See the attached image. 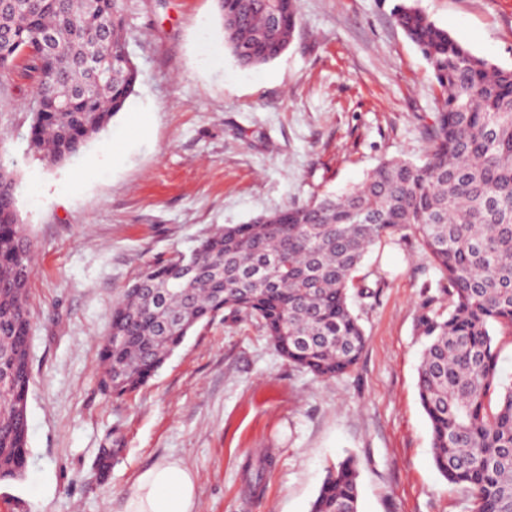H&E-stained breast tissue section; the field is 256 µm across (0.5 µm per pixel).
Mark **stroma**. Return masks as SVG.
I'll use <instances>...</instances> for the list:
<instances>
[{"mask_svg":"<svg viewBox=\"0 0 512 512\" xmlns=\"http://www.w3.org/2000/svg\"><path fill=\"white\" fill-rule=\"evenodd\" d=\"M400 0H299L276 60L240 68L216 0H125L139 76L125 109L72 161L28 146L32 87H0V165L33 244L29 455L0 512H124L137 475L180 459L200 512H310L328 467L358 463L359 512H471L435 467L417 390L418 317L442 297L410 240L375 246L353 295L367 344L324 381L231 314L197 325L138 392L100 385L113 304L156 260L217 227L360 185L382 160H420L436 110L430 67L394 20ZM473 53L512 67V0H407ZM116 449L111 468L101 449ZM273 451L259 494L246 459Z\"/></svg>","mask_w":512,"mask_h":512,"instance_id":"1","label":"stroma"}]
</instances>
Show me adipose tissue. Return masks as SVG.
Returning <instances> with one entry per match:
<instances>
[{"mask_svg": "<svg viewBox=\"0 0 512 512\" xmlns=\"http://www.w3.org/2000/svg\"><path fill=\"white\" fill-rule=\"evenodd\" d=\"M124 512H198L195 474L178 460H163L143 470Z\"/></svg>", "mask_w": 512, "mask_h": 512, "instance_id": "1", "label": "adipose tissue"}]
</instances>
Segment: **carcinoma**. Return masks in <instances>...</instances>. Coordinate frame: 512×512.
<instances>
[{"label": "carcinoma", "mask_w": 512, "mask_h": 512, "mask_svg": "<svg viewBox=\"0 0 512 512\" xmlns=\"http://www.w3.org/2000/svg\"><path fill=\"white\" fill-rule=\"evenodd\" d=\"M225 44L239 66L280 57L298 25L297 0H218ZM397 25L427 60L436 91L421 163L381 162L342 194L227 224L197 247L196 274L179 279L176 253L146 266L112 309L102 386L114 398L141 389L199 323L229 311L256 322L289 362L323 379L349 373L366 336L350 304L369 249L412 236L446 282L448 307L422 315L418 368L433 460L474 512H512V380L500 374L495 327L512 331V68L474 54L417 8ZM45 31L55 43L43 44ZM124 0H0V82L32 83L30 150L59 165L111 123L132 95ZM107 73L88 65L90 53ZM19 184L0 166V482L21 478L29 455L31 370L26 294L32 244L18 224ZM267 454L244 471L260 488ZM359 471L329 467L310 512H359Z\"/></svg>", "instance_id": "carcinoma-1"}]
</instances>
